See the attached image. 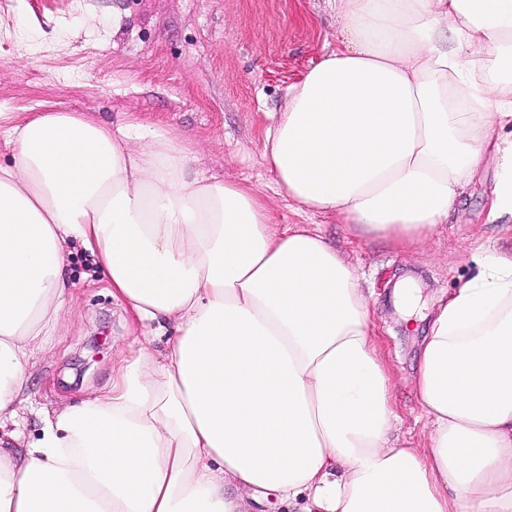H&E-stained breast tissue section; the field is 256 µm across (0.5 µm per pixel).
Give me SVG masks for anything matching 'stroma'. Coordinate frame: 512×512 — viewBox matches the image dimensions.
Instances as JSON below:
<instances>
[{"label": "stroma", "mask_w": 512, "mask_h": 512, "mask_svg": "<svg viewBox=\"0 0 512 512\" xmlns=\"http://www.w3.org/2000/svg\"><path fill=\"white\" fill-rule=\"evenodd\" d=\"M331 0H0V113L55 108L118 124L137 118L184 135L204 175L262 193L273 223L319 229L359 272L391 366L401 421L394 435L420 438L414 384L435 305L471 277L491 247H512V223L490 220L494 169L467 186L446 225L417 251L385 241L354 245L333 215H311L274 192L264 158L266 115L339 38ZM61 334L26 370L29 401L17 408L24 443L45 413L88 400L112 380L135 330L91 260L73 253ZM411 282L406 315L396 288Z\"/></svg>", "instance_id": "obj_1"}]
</instances>
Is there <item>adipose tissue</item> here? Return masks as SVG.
<instances>
[{
    "mask_svg": "<svg viewBox=\"0 0 512 512\" xmlns=\"http://www.w3.org/2000/svg\"><path fill=\"white\" fill-rule=\"evenodd\" d=\"M340 38L269 114L277 192L409 252L493 165L512 222V0H333ZM0 512H512V250L434 310L399 442L355 268L272 223L253 187L195 171L160 124L0 113ZM75 245L144 334L110 387L18 451L25 369L58 331Z\"/></svg>",
    "mask_w": 512,
    "mask_h": 512,
    "instance_id": "1",
    "label": "adipose tissue"
}]
</instances>
